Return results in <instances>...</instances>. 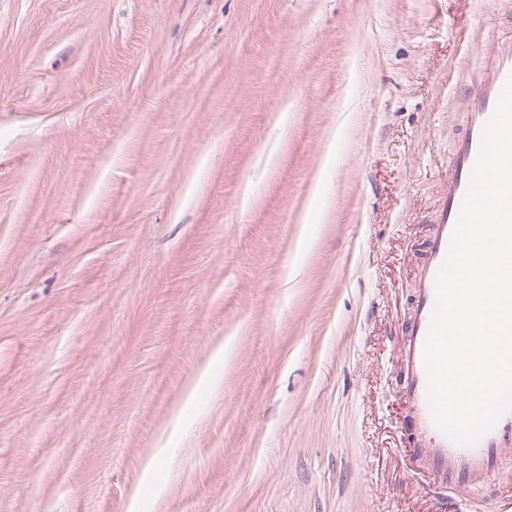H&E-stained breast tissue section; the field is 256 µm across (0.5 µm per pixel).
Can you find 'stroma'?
Returning <instances> with one entry per match:
<instances>
[{
  "label": "stroma",
  "instance_id": "1",
  "mask_svg": "<svg viewBox=\"0 0 512 512\" xmlns=\"http://www.w3.org/2000/svg\"><path fill=\"white\" fill-rule=\"evenodd\" d=\"M511 34L512 0H0V512H512V447L486 490L414 457L402 356Z\"/></svg>",
  "mask_w": 512,
  "mask_h": 512
}]
</instances>
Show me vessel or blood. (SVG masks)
<instances>
[{"label":"vessel or blood","instance_id":"obj_1","mask_svg":"<svg viewBox=\"0 0 512 512\" xmlns=\"http://www.w3.org/2000/svg\"><path fill=\"white\" fill-rule=\"evenodd\" d=\"M512 74V36L498 40L483 58L470 90L466 128L456 145L448 182L440 192V204L420 269L418 294L407 331L405 400L417 437V450L437 475L462 486L490 477L507 433L512 432V412L476 444L461 446L434 425L427 402L424 344L435 303V275L443 262L479 149L483 125L495 108L503 84Z\"/></svg>","mask_w":512,"mask_h":512}]
</instances>
